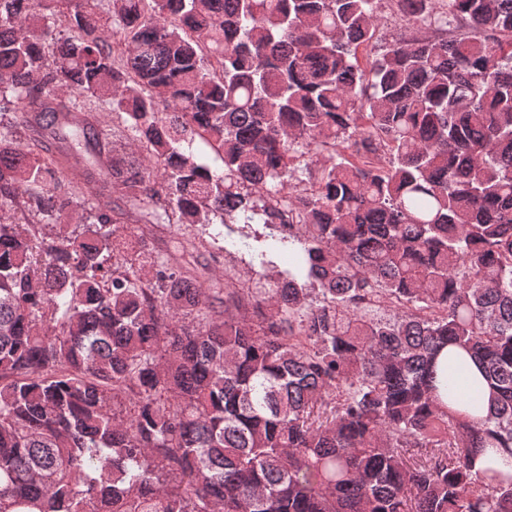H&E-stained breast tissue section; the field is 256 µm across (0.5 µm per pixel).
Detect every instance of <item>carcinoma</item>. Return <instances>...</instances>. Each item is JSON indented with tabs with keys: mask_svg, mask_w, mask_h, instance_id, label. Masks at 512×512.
<instances>
[{
	"mask_svg": "<svg viewBox=\"0 0 512 512\" xmlns=\"http://www.w3.org/2000/svg\"><path fill=\"white\" fill-rule=\"evenodd\" d=\"M381 2L0 0V512H512V0ZM381 23L376 31L375 40L378 45H384L385 42L391 41L404 33L403 22L395 12V7L389 3L381 6ZM151 249L160 255H179L180 243L183 237L196 234V248L192 251L193 257L188 258L192 266L197 268L200 279L213 276L210 281L211 288H224L225 275L234 279H250L249 285L253 288L266 286L278 277V272L288 268V253H274L271 259L274 263L261 268L250 267V255L239 251L233 242L238 240V233H229L221 224H213L206 232L197 230H183L182 232L170 228L169 224H148L143 226ZM221 231L220 237L213 240L214 234ZM212 235H210V234Z\"/></svg>",
	"mask_w": 512,
	"mask_h": 512,
	"instance_id": "obj_1",
	"label": "carcinoma"
}]
</instances>
